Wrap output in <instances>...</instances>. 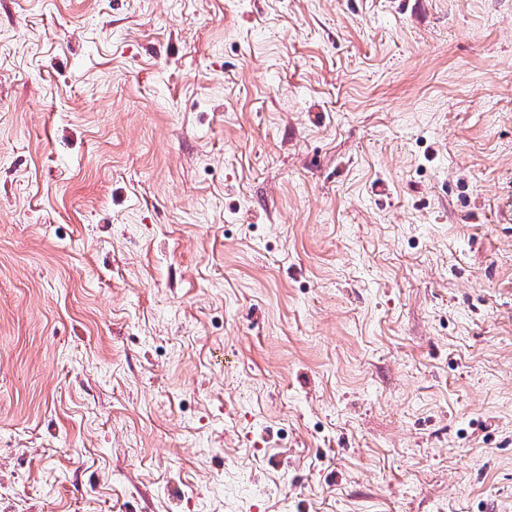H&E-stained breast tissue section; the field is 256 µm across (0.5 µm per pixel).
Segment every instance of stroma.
<instances>
[{
    "label": "stroma",
    "instance_id": "obj_1",
    "mask_svg": "<svg viewBox=\"0 0 512 512\" xmlns=\"http://www.w3.org/2000/svg\"><path fill=\"white\" fill-rule=\"evenodd\" d=\"M0 512H512V0H0Z\"/></svg>",
    "mask_w": 512,
    "mask_h": 512
}]
</instances>
